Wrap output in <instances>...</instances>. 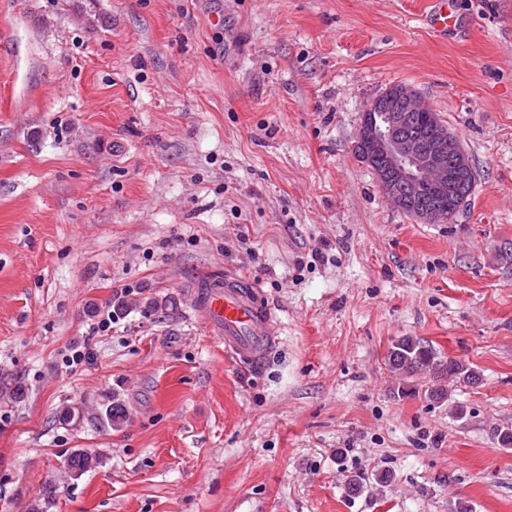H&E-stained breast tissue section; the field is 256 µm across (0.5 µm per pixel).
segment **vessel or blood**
I'll list each match as a JSON object with an SVG mask.
<instances>
[{"mask_svg": "<svg viewBox=\"0 0 512 512\" xmlns=\"http://www.w3.org/2000/svg\"><path fill=\"white\" fill-rule=\"evenodd\" d=\"M451 19L449 0H431L426 21L435 33L447 35ZM193 303L227 351L256 366L264 363L276 342L277 319L254 280L231 272L206 280L194 293Z\"/></svg>", "mask_w": 512, "mask_h": 512, "instance_id": "obj_1", "label": "vessel or blood"}]
</instances>
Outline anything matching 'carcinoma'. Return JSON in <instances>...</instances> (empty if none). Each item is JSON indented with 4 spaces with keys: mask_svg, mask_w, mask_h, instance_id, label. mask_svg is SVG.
Listing matches in <instances>:
<instances>
[{
    "mask_svg": "<svg viewBox=\"0 0 512 512\" xmlns=\"http://www.w3.org/2000/svg\"><path fill=\"white\" fill-rule=\"evenodd\" d=\"M385 362L388 370L400 378H412L421 373L432 375L433 384L427 386L425 395L431 400L447 397L441 382L451 386L473 385L479 382L480 374L469 364L455 358L443 359L436 349L412 336H402L389 348ZM99 464V457L85 451H76L66 459L72 474L80 476Z\"/></svg>",
    "mask_w": 512,
    "mask_h": 512,
    "instance_id": "carcinoma-1",
    "label": "carcinoma"
}]
</instances>
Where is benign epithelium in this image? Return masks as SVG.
<instances>
[{"mask_svg":"<svg viewBox=\"0 0 512 512\" xmlns=\"http://www.w3.org/2000/svg\"><path fill=\"white\" fill-rule=\"evenodd\" d=\"M378 112L361 123L356 144L366 160L383 159L386 166L376 173L381 193L397 210L427 223L453 222L464 190L474 185V174L466 153L457 149L456 160L448 162L452 134L417 92L406 87L386 91L377 99ZM431 120L426 134L403 133L414 113ZM443 195L453 193L448 209L417 206L425 189Z\"/></svg>","mask_w":512,"mask_h":512,"instance_id":"benign-epithelium-1","label":"benign epithelium"}]
</instances>
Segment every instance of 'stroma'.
<instances>
[{
    "instance_id": "stroma-1",
    "label": "stroma",
    "mask_w": 512,
    "mask_h": 512,
    "mask_svg": "<svg viewBox=\"0 0 512 512\" xmlns=\"http://www.w3.org/2000/svg\"><path fill=\"white\" fill-rule=\"evenodd\" d=\"M452 2L443 39L429 0H0V512H512V0ZM395 85L471 162L452 223L355 154ZM228 271L263 367L192 306ZM401 336L479 384L394 397ZM193 303L210 333L224 341V349L257 367L264 363L276 342L278 322L254 280L225 272L204 281Z\"/></svg>"
}]
</instances>
